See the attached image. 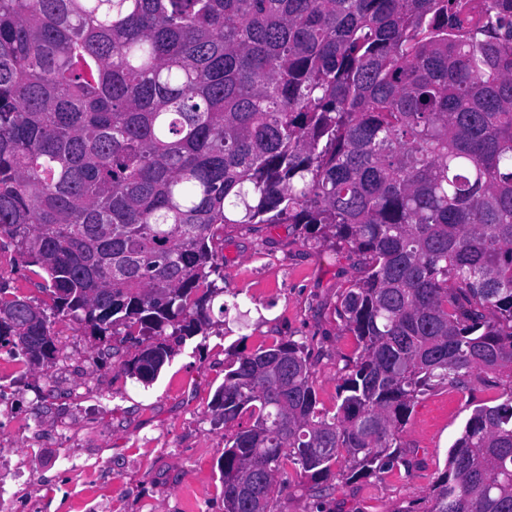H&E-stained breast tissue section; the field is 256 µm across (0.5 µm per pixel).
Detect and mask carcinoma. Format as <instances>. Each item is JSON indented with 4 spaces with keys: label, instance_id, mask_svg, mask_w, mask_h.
Wrapping results in <instances>:
<instances>
[{
    "label": "carcinoma",
    "instance_id": "carcinoma-1",
    "mask_svg": "<svg viewBox=\"0 0 512 512\" xmlns=\"http://www.w3.org/2000/svg\"><path fill=\"white\" fill-rule=\"evenodd\" d=\"M288 224L362 257L360 352L330 411L303 342L224 367V512H272L293 466L402 461L430 390L492 377L426 512H512V0H0V239L49 308L0 287V345L49 367L59 322L169 338L211 324L224 228ZM348 467L334 469L340 459Z\"/></svg>",
    "mask_w": 512,
    "mask_h": 512
}]
</instances>
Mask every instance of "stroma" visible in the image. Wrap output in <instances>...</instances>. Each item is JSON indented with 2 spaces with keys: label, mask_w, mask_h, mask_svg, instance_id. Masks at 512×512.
<instances>
[{
  "label": "stroma",
  "mask_w": 512,
  "mask_h": 512,
  "mask_svg": "<svg viewBox=\"0 0 512 512\" xmlns=\"http://www.w3.org/2000/svg\"><path fill=\"white\" fill-rule=\"evenodd\" d=\"M223 254L224 292L245 300L246 331L230 318L213 335L174 344L151 386L123 372L134 340L104 343L72 323L56 324L47 371L17 368L0 348V462L22 474L0 489V512H224V425L211 401L234 354L276 338L307 344L319 405L335 408L343 368L357 354L338 307L360 276L358 255L284 224L226 228ZM498 395L480 381L469 396L429 391L403 428L408 467L344 485L330 479L316 497L289 468L273 512H422L473 401Z\"/></svg>",
  "instance_id": "obj_1"
}]
</instances>
